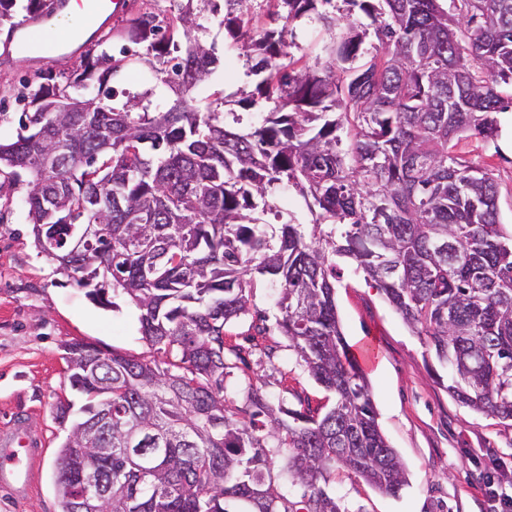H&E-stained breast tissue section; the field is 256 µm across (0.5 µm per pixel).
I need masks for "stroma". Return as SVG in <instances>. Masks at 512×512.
I'll use <instances>...</instances> for the list:
<instances>
[{"mask_svg": "<svg viewBox=\"0 0 512 512\" xmlns=\"http://www.w3.org/2000/svg\"><path fill=\"white\" fill-rule=\"evenodd\" d=\"M198 14L196 35L215 43L220 65L198 92L199 106L221 91L223 111L237 113L243 129L261 125L263 101L242 103L254 80L246 74L239 44L212 19L203 0H128L110 25L121 30L145 11L166 19L182 9ZM41 64L22 55L0 53V140H13L23 111L14 91L22 79L34 78ZM110 86L147 94L152 102L171 97L170 88L146 65L125 68ZM500 135L492 140L465 137L454 153L486 169L497 188L502 223L512 224V110L500 113ZM336 307L350 347L369 341L376 357L365 365L379 428L400 457L407 484L398 496L383 494L364 481L337 472L333 488L348 512H497L487 483L512 491V424L473 411L436 384L439 364L428 337L418 335L388 303L373 281L353 261L340 260ZM249 320L226 327L228 343L242 346L239 374H258L273 399L317 408L327 404L326 391L295 360L285 337L261 336L259 345L277 348L275 362L244 348ZM92 342L137 357L149 356L138 331L137 312L121 304L112 310L95 303L89 289L58 271L39 253L31 226L15 210L0 212V435L22 424L37 442L22 454L16 473L0 474V512H61L55 488V459L66 436L52 410L69 394L64 346Z\"/></svg>", "mask_w": 512, "mask_h": 512, "instance_id": "stroma-1", "label": "stroma"}]
</instances>
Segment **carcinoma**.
<instances>
[{
  "instance_id": "cac0c4a2",
  "label": "carcinoma",
  "mask_w": 512,
  "mask_h": 512,
  "mask_svg": "<svg viewBox=\"0 0 512 512\" xmlns=\"http://www.w3.org/2000/svg\"><path fill=\"white\" fill-rule=\"evenodd\" d=\"M245 2L213 13L254 60L247 98L273 104L250 132L192 104L218 58L192 38L190 11L163 26L144 12L117 33L121 58L88 53L64 85L49 74L17 91L32 111L0 163L31 176L22 209L36 247L100 305L126 299L154 354L97 348L67 366L82 405L76 417L71 400L54 405L70 424L55 466L62 512H345L338 469L399 495L403 466L339 325L342 258L430 338L456 402L512 422V228L491 174L453 151L498 137L512 108L498 90L512 85V0H342L344 12L276 0L277 25L258 40L243 31ZM309 15L327 38L291 73V25ZM141 62L175 99L114 106L108 77ZM282 182L312 223L266 221ZM261 278L279 286L261 333L288 338L332 399L321 414L273 402L259 376L229 395L240 348L224 328L251 315Z\"/></svg>"
}]
</instances>
